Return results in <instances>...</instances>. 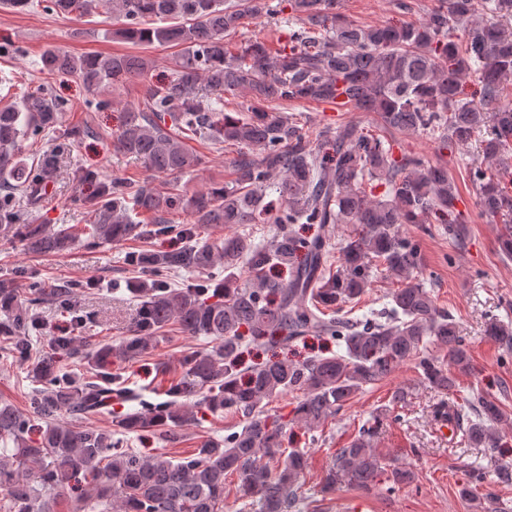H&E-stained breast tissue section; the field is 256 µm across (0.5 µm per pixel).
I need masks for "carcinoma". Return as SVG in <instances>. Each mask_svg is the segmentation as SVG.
I'll return each mask as SVG.
<instances>
[{
	"mask_svg": "<svg viewBox=\"0 0 512 512\" xmlns=\"http://www.w3.org/2000/svg\"><path fill=\"white\" fill-rule=\"evenodd\" d=\"M4 4L83 17L97 0ZM287 9L299 25L288 44L231 40L256 16L275 18ZM342 9L343 0H112V13L123 19L118 37L181 48L167 81L148 88L143 105L124 112L114 150L176 179L197 163L183 142L191 135L236 148L234 179L186 199L174 183L160 192L148 180L104 179L78 165L71 177L89 190L83 198L93 216L87 230L20 223V202L38 204L55 168L51 154L28 164L22 142L48 135L64 103L40 84L24 92L20 105L0 107V232L27 252L50 256L171 236L183 241L176 249L126 253V265L137 273L128 291L139 306L129 336L115 344L75 335L90 319L77 300L98 286L96 280L45 284L25 271L0 279V354L28 364L40 384L26 410L0 402V512H53L68 485L78 493V512L100 506L104 512H221L231 475L239 480L240 512H289L301 500L307 459L284 446L288 420L263 414L260 404L301 389L293 420L314 431L410 357L431 388L452 396L434 413L459 425L465 446H503L497 403L478 392L460 395L454 371L471 369L468 348L451 316L415 281L421 253L400 232L425 215L437 224L464 223L447 165L397 159L382 136L350 124L312 134L285 115L284 106L317 102L376 112L382 126L417 132L447 150L478 140L484 165L464 168L482 212L505 224L499 248L510 257L512 180L501 173L512 168V98L504 87L512 80V0H437L417 25L356 27ZM152 17L171 23L145 25ZM150 67L136 55L77 58L57 49L42 55L47 74L76 75L93 92L143 77ZM238 91L248 94L249 104L235 118L224 113V95ZM268 190L280 207L267 217ZM183 211L192 223L169 221ZM262 223L274 225L264 243L245 233L214 242L201 237L207 228ZM295 224H317L320 232L303 237ZM331 224L355 225L336 242L335 259ZM218 263L222 279L214 273ZM378 270L403 283L391 294L385 320L338 317L345 305L359 303ZM180 271L195 279L171 282ZM47 301L70 317L71 333L48 337L36 356L42 328L33 310ZM173 326L214 346L184 354L180 376L153 391L165 399L151 401L125 386L113 366L151 352ZM311 333L336 342L339 351L301 363L276 354L242 363L245 336L275 350ZM487 335L512 348L508 326L492 321ZM429 344L446 348L448 363L431 355ZM74 360L86 370H68ZM197 410L237 413L245 423L179 460L141 456L117 437L155 433L174 443ZM105 413L110 429L94 425ZM375 431L362 429L337 451L326 487L375 486L385 471L373 448ZM467 472L461 494L476 498L486 472L476 463Z\"/></svg>",
	"mask_w": 512,
	"mask_h": 512,
	"instance_id": "1",
	"label": "carcinoma"
}]
</instances>
